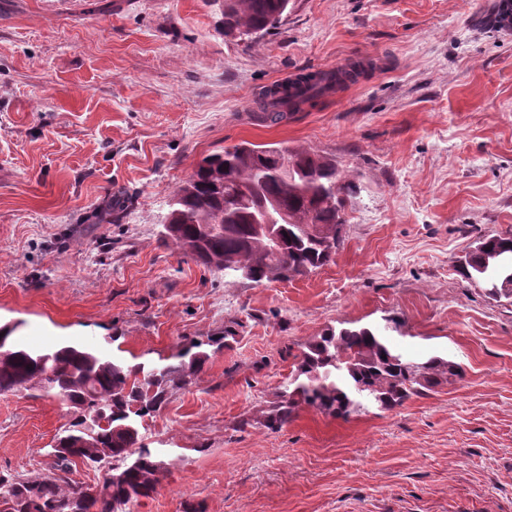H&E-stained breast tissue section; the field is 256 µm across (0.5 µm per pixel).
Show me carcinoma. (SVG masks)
<instances>
[{
	"mask_svg": "<svg viewBox=\"0 0 512 512\" xmlns=\"http://www.w3.org/2000/svg\"><path fill=\"white\" fill-rule=\"evenodd\" d=\"M290 0H224V33L251 36L277 27ZM362 67L303 74L292 84L262 95L257 118L277 123L291 112L357 80ZM288 155V174L280 159ZM253 190L251 205L241 204L235 187ZM355 184L332 159L308 150L262 147L249 142L228 147L199 161L172 193L162 240L175 252L209 270L237 267L254 283L288 281L332 262L343 243L345 209ZM274 199L291 222L279 225L277 250L252 227L256 204ZM315 224L314 235L300 228ZM466 280H480L488 296L512 301V234L484 233L476 250L458 266ZM226 273L224 277H237ZM393 317L384 326L325 329L309 340L288 386L257 422L270 430L288 424L304 404L346 420L365 404L381 409L403 405L413 395L463 376L460 364L440 356L415 360L392 345L387 332L398 328ZM17 326H0V392L64 389L76 415L52 445L55 472L28 478L0 472V512H126L128 504L156 491L165 461L145 443L140 426L161 409L169 394L189 384L209 358L205 347L224 346L233 331L207 340L187 339L178 352L155 364H131L76 345L49 351L20 347ZM105 413V427L86 417L85 405ZM122 473L118 481L85 487L68 478L73 466Z\"/></svg>",
	"mask_w": 512,
	"mask_h": 512,
	"instance_id": "carcinoma-1",
	"label": "carcinoma"
}]
</instances>
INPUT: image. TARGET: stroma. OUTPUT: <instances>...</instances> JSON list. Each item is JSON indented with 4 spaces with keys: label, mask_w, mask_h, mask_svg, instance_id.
Segmentation results:
<instances>
[{
    "label": "stroma",
    "mask_w": 512,
    "mask_h": 512,
    "mask_svg": "<svg viewBox=\"0 0 512 512\" xmlns=\"http://www.w3.org/2000/svg\"><path fill=\"white\" fill-rule=\"evenodd\" d=\"M496 0H291L225 36L220 0H0V321L33 350L157 361L233 329L142 433L167 464L130 512H512V302L457 266L512 231V27ZM363 60L356 83L277 124L272 85ZM333 159L358 186L333 262L225 282L161 241L172 192L241 142ZM121 218L90 223L107 199ZM398 318L394 344L462 379L349 420L257 424L305 342ZM69 407L0 395V471H52Z\"/></svg>",
    "instance_id": "35a3bbf8"
}]
</instances>
